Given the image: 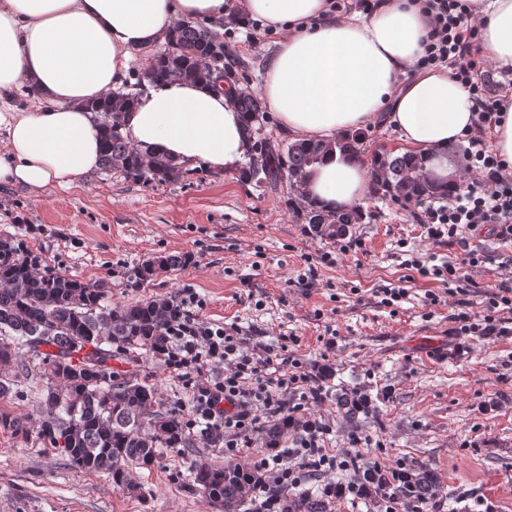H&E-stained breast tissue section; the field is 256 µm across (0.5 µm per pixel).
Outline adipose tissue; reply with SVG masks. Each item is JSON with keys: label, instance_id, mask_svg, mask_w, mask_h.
I'll use <instances>...</instances> for the list:
<instances>
[{"label": "adipose tissue", "instance_id": "adipose-tissue-1", "mask_svg": "<svg viewBox=\"0 0 512 512\" xmlns=\"http://www.w3.org/2000/svg\"><path fill=\"white\" fill-rule=\"evenodd\" d=\"M481 50L512 69V0H469ZM282 34L262 93L281 128L322 140L386 120L442 180L449 144L474 130V102L450 70H416L428 30L417 0H378L371 14L337 15L328 0H0V98L34 92L24 112H1L0 184L36 194L69 187L101 165L105 113L87 110L123 84L132 51L163 40L178 22L231 11ZM235 90L172 82L126 113L132 145L186 168L231 171L248 151ZM307 196L327 208L362 205L364 165L333 152L311 167Z\"/></svg>", "mask_w": 512, "mask_h": 512}]
</instances>
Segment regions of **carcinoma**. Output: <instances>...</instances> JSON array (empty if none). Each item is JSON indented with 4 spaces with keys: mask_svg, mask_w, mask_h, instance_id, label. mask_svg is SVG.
<instances>
[{
    "mask_svg": "<svg viewBox=\"0 0 512 512\" xmlns=\"http://www.w3.org/2000/svg\"><path fill=\"white\" fill-rule=\"evenodd\" d=\"M222 25L193 22L173 25L166 34L164 51L149 61L142 81L154 86L172 81L236 84L232 65L226 63ZM139 93L115 91L101 100L112 112V122L101 128L102 168L119 170L135 180L166 184L178 180L182 167L152 150L130 145L122 135L123 117L133 111ZM237 107L244 114L250 152L239 171L243 181L288 189V207L301 211L310 233L324 239L336 234L338 224H358L363 211L328 210L303 193L307 169L325 155L339 153L362 159L361 138L344 134L332 141L297 140L276 147L261 134L267 119L259 99L238 91ZM370 196L415 204L446 197L458 183L446 185L423 177L425 158L415 152L400 155L379 152L366 162ZM189 257L170 254L149 258L130 274L141 288L160 272L185 265ZM176 313L167 298H149L132 305L112 307L98 285L42 267L12 235H0V370L21 361L27 349L49 370L41 388L40 434L59 446L72 466L106 472L119 489L133 487L132 473L154 465L165 448H193L180 413L163 408L157 389L130 376H118L111 362L129 358L139 350L160 352L166 327ZM32 418L0 413V426L14 435H29ZM296 428L288 418L263 430L267 449L288 442ZM191 481L209 499H220L224 512H239L262 477L242 465L201 461L191 470ZM284 512H326L325 500L312 492L284 488Z\"/></svg>",
    "mask_w": 512,
    "mask_h": 512,
    "instance_id": "carcinoma-1",
    "label": "carcinoma"
}]
</instances>
